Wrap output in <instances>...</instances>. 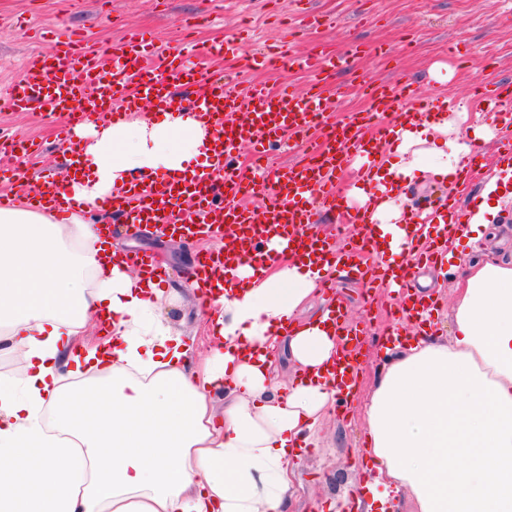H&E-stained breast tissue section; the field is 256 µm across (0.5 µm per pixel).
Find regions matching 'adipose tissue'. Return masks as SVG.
Instances as JSON below:
<instances>
[{
    "mask_svg": "<svg viewBox=\"0 0 512 512\" xmlns=\"http://www.w3.org/2000/svg\"><path fill=\"white\" fill-rule=\"evenodd\" d=\"M438 113L395 126L352 198L375 199L389 254L418 228L400 221L397 186L454 181L435 141ZM79 203L66 219L24 203L0 209V512H292L295 461L323 415L352 390L332 368L343 345L330 309L298 320L323 269L276 236L262 269L240 263L211 307L210 355L196 360L159 315L164 291L118 262L111 231L85 213L132 177L182 179L210 167L211 131L189 110L76 130ZM109 318V337L87 343ZM449 339L386 347L364 406L377 503L412 512H512V254L462 259ZM287 353V384L275 361ZM223 410H216V398ZM34 451L33 466L22 464Z\"/></svg>",
    "mask_w": 512,
    "mask_h": 512,
    "instance_id": "1",
    "label": "adipose tissue"
}]
</instances>
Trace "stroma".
<instances>
[{"mask_svg": "<svg viewBox=\"0 0 512 512\" xmlns=\"http://www.w3.org/2000/svg\"><path fill=\"white\" fill-rule=\"evenodd\" d=\"M196 21L194 38L200 48L237 35L247 42L240 57H202L218 75L239 83H265L301 91L310 73L281 63L253 68L252 55L270 48L282 54H308L315 46L352 55L350 68L337 71L340 90L332 102V122L347 121L368 108L365 87L370 83L412 84L420 97L442 94L468 111L469 96L483 72L492 70L512 84V0H0V94L20 77L29 56L53 53L58 42L86 37L89 46L112 45L124 31L136 28L155 38L158 46L177 47L183 40L182 19ZM442 64L452 78L437 82L432 73ZM54 123L40 111L0 109V132L20 133L42 145L28 165L30 182L44 175H64L67 149L54 136ZM129 252H148L168 270L164 289L176 302H163L171 327L192 337L198 353L209 354V312L188 290L187 274L198 253L215 248L207 238L171 239L154 234L116 233ZM419 276L430 278L428 296L437 306L431 316L433 334L446 337L452 329L451 300L458 280L449 264L423 266ZM336 294L320 293L316 307L342 302L351 319L365 322L368 337L356 366L355 400L338 403L322 422L316 447L301 450L294 484L295 512H315L332 499L364 494L361 450L366 439L363 405L383 363L380 343L391 330L409 335L411 325L396 324V297L385 286L372 295L349 275L338 276Z\"/></svg>", "mask_w": 512, "mask_h": 512, "instance_id": "1", "label": "stroma"}]
</instances>
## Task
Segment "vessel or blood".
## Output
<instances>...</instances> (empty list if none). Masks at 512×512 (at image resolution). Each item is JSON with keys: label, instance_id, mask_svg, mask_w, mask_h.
I'll use <instances>...</instances> for the list:
<instances>
[{"label": "vessel or blood", "instance_id": "vessel-or-blood-1", "mask_svg": "<svg viewBox=\"0 0 512 512\" xmlns=\"http://www.w3.org/2000/svg\"><path fill=\"white\" fill-rule=\"evenodd\" d=\"M197 52V45L189 41L170 52L132 32L113 45L112 65L107 68L101 51L71 41L51 55L31 56L22 79L8 89L6 99L14 112L36 106L60 116L57 134L67 145L77 126L88 122L109 126L145 105L196 112L212 130L213 165L208 171L183 181L136 178L120 192L102 199L101 204L136 230L154 225L172 236L201 230L221 240L218 250L199 253L194 262L193 280L203 287L215 290L224 285L231 262L260 265L270 260L266 244L279 231L299 258L315 265L339 266L367 285L377 281L375 266L364 261L378 249L375 225L367 208L344 205L345 194L335 190L334 178L357 158L371 155L373 143L389 139V129L376 124L378 116L423 115L426 107L416 103L410 85H369L370 109L335 124L329 122L324 106L328 101L326 75L337 67L338 58L318 52L292 58V65L314 71L315 80L302 93L287 89L273 92L258 84H232L204 68L185 64V57ZM189 88L196 89L195 97L186 96ZM511 101L512 88L490 76L476 95L475 110L511 126L512 113L504 109ZM241 109L247 110V121H233L232 113ZM316 125L325 129L322 142L305 143L287 166L271 171L245 169L235 163L241 145H249L259 154L268 141L306 132ZM0 151L17 159L13 175L17 182H25L24 161L34 153V144L18 134L1 135ZM33 192L61 210L76 205L63 180L53 176L44 177ZM245 193L261 197L262 210L241 204L239 198ZM480 204V197H472L469 211L464 212L449 200L427 210L424 221L461 224L469 215L477 214ZM321 208L337 213L342 223L359 225L360 238L354 247L340 248L328 237L312 233ZM127 258L137 273L150 280L160 281L166 276L165 266L151 254L131 252ZM429 305V298L402 290L399 317L418 320Z\"/></svg>", "mask_w": 512, "mask_h": 512}]
</instances>
